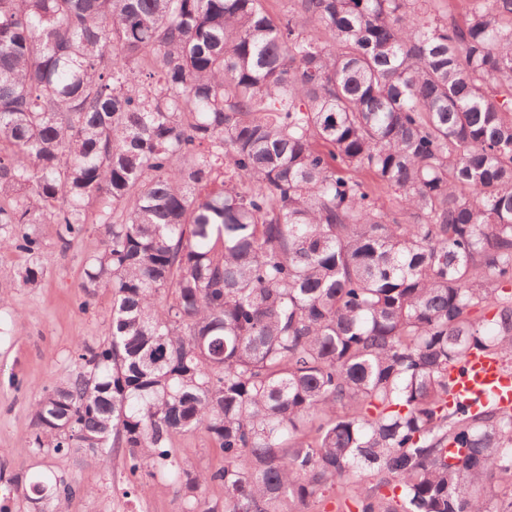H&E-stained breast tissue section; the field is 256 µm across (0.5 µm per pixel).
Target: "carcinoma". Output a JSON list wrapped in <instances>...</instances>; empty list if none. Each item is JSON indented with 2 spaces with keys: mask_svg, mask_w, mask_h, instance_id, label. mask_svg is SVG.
Returning a JSON list of instances; mask_svg holds the SVG:
<instances>
[{
  "mask_svg": "<svg viewBox=\"0 0 512 512\" xmlns=\"http://www.w3.org/2000/svg\"><path fill=\"white\" fill-rule=\"evenodd\" d=\"M289 3L0 0V248L92 227L83 304L112 291L31 444L120 451L183 512L333 487L357 512H512V412L448 381L473 353L512 364V0L463 23ZM194 431L223 466L171 456ZM370 473L395 494L359 492ZM32 492L58 512L76 489Z\"/></svg>",
  "mask_w": 512,
  "mask_h": 512,
  "instance_id": "1",
  "label": "carcinoma"
}]
</instances>
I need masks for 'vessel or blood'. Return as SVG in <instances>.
<instances>
[{"mask_svg":"<svg viewBox=\"0 0 512 512\" xmlns=\"http://www.w3.org/2000/svg\"><path fill=\"white\" fill-rule=\"evenodd\" d=\"M451 396L464 399L475 394L492 397L506 410L512 409V370L487 355L468 357L451 372Z\"/></svg>","mask_w":512,"mask_h":512,"instance_id":"b4317fda","label":"vessel or blood"}]
</instances>
